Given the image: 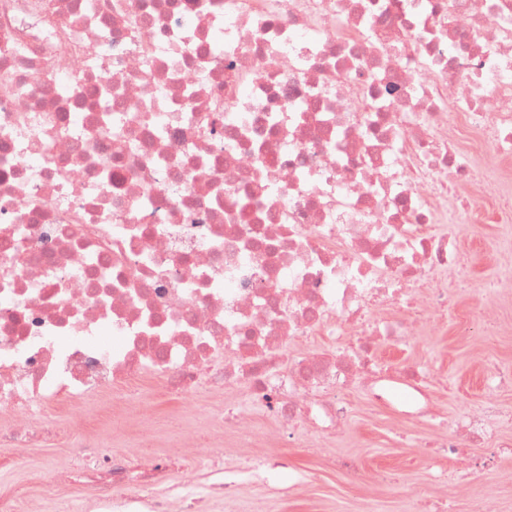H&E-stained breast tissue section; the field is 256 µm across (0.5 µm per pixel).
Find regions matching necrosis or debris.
<instances>
[{"label": "necrosis or debris", "instance_id": "obj_1", "mask_svg": "<svg viewBox=\"0 0 512 512\" xmlns=\"http://www.w3.org/2000/svg\"><path fill=\"white\" fill-rule=\"evenodd\" d=\"M512 160V0H0V409L30 447L50 401L153 374L247 385L290 435L341 432L338 392L464 252L434 216ZM112 333L122 345L100 341ZM320 335L299 357L289 343ZM493 404L416 442L461 458ZM173 464L76 470L104 512Z\"/></svg>", "mask_w": 512, "mask_h": 512}]
</instances>
